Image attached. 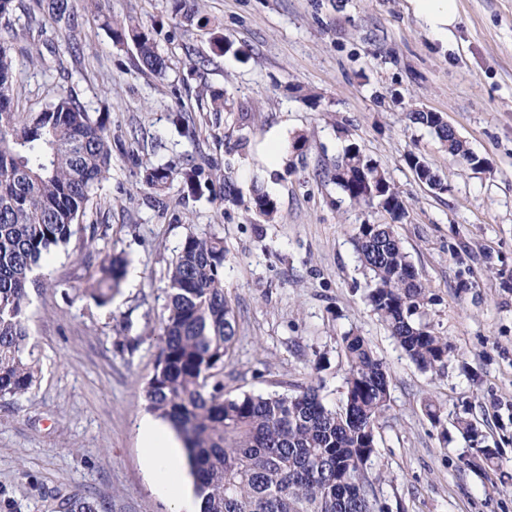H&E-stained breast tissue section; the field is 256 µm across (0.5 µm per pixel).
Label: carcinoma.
I'll list each match as a JSON object with an SVG mask.
<instances>
[{"mask_svg": "<svg viewBox=\"0 0 512 512\" xmlns=\"http://www.w3.org/2000/svg\"><path fill=\"white\" fill-rule=\"evenodd\" d=\"M201 0H175L192 20ZM56 23L79 27L73 0H43ZM119 43H132L139 71L162 74L167 60L152 31L118 23ZM16 63L0 46V399L29 393L40 366L29 327V284L54 249L80 231L95 188L111 160L104 118L58 94L41 111L18 112ZM409 120L433 133L453 156L474 165L464 142L448 132L436 112H411ZM174 177L168 165L149 170L159 187ZM334 179L354 206L381 207L392 221L404 202L384 171L358 147L336 158ZM252 205L268 219L275 201L254 192ZM368 275L366 298L404 354L421 370L448 363V340L417 319L426 285L406 280L412 267L391 224H362L354 238ZM126 261L109 252L100 259L84 294L98 306L119 292ZM168 302L152 377L143 392L148 408L180 435L201 512H382L376 508L366 464L375 453L368 432L387 410L389 372L364 337H342L347 369L340 405L327 406L319 389L294 394L244 393L224 397V357L235 338V319L224 296V242L190 234L167 272ZM64 512H103L94 500L73 496Z\"/></svg>", "mask_w": 512, "mask_h": 512, "instance_id": "1", "label": "carcinoma"}]
</instances>
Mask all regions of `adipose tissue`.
I'll return each mask as SVG.
<instances>
[{
  "label": "adipose tissue",
  "instance_id": "ef3b65f1",
  "mask_svg": "<svg viewBox=\"0 0 512 512\" xmlns=\"http://www.w3.org/2000/svg\"><path fill=\"white\" fill-rule=\"evenodd\" d=\"M414 15L439 40H447L459 21L458 0H409ZM139 441L153 485L169 496L175 508L189 507L185 472L179 456V442L167 423L144 419Z\"/></svg>",
  "mask_w": 512,
  "mask_h": 512
}]
</instances>
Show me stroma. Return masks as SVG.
<instances>
[{
	"label": "stroma",
	"mask_w": 512,
	"mask_h": 512,
	"mask_svg": "<svg viewBox=\"0 0 512 512\" xmlns=\"http://www.w3.org/2000/svg\"><path fill=\"white\" fill-rule=\"evenodd\" d=\"M459 6L444 43L408 0H203L201 22L175 15L171 0H74L83 19L74 32L45 15L30 24L34 0H15L0 44L16 61L19 111L72 97L107 115L112 156L83 231L44 270L49 287L29 290L42 372L30 393L0 400V512H59L75 494L109 512H171L147 476L138 428L167 269L192 233L224 240L236 319L225 394L312 384L336 406L341 338L358 332L391 376L367 464L379 507L512 512V0ZM114 19L152 29L163 76L137 70L133 45L113 39ZM31 51L44 67L29 66ZM417 111L440 113L484 168L412 124ZM274 139L284 157L272 169L264 153ZM352 144L407 206L395 229L428 288L421 320L452 347L439 373L407 359L365 303L352 238L390 217L351 206L337 186L334 164ZM412 154L447 191L418 179ZM160 164L176 176L150 187L145 176ZM198 165L206 174L190 183ZM257 189L275 200L273 221L251 209ZM90 224L103 230L97 239ZM102 250L139 271L105 307L82 294Z\"/></svg>",
	"instance_id": "35a3bbf8"
}]
</instances>
